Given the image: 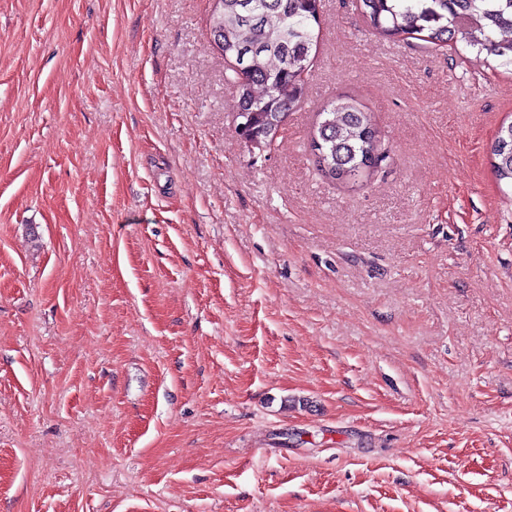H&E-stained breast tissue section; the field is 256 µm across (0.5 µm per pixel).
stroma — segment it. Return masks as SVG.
<instances>
[{"instance_id":"35a3bbf8","label":"stroma","mask_w":512,"mask_h":512,"mask_svg":"<svg viewBox=\"0 0 512 512\" xmlns=\"http://www.w3.org/2000/svg\"><path fill=\"white\" fill-rule=\"evenodd\" d=\"M212 7L0 0V512H512V71L321 0L262 151ZM309 152L318 173L332 181H351L385 160L378 150V131L369 112L349 97H338L320 113ZM492 168L499 183L512 188V123L502 125L492 145Z\"/></svg>"}]
</instances>
